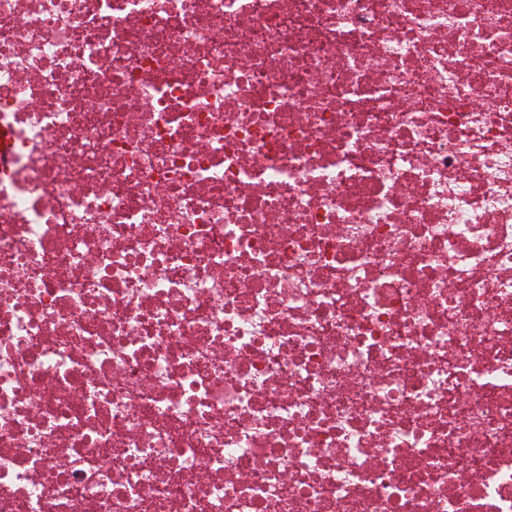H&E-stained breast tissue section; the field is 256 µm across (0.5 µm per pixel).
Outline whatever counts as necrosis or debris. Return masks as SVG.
<instances>
[{"label": "necrosis or debris", "instance_id": "4bbe7bcc", "mask_svg": "<svg viewBox=\"0 0 512 512\" xmlns=\"http://www.w3.org/2000/svg\"><path fill=\"white\" fill-rule=\"evenodd\" d=\"M0 512H512V0H0Z\"/></svg>", "mask_w": 512, "mask_h": 512}]
</instances>
